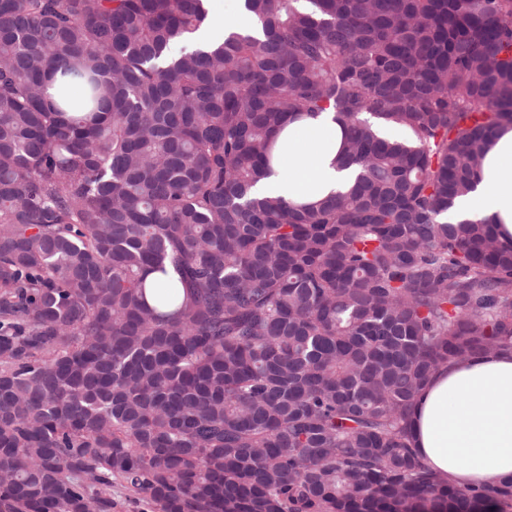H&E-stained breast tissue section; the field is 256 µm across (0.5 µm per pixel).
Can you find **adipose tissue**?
<instances>
[{
    "label": "adipose tissue",
    "instance_id": "1",
    "mask_svg": "<svg viewBox=\"0 0 512 512\" xmlns=\"http://www.w3.org/2000/svg\"><path fill=\"white\" fill-rule=\"evenodd\" d=\"M255 29L240 0H211L201 40L225 28ZM279 161L257 184L259 196L295 203L325 198L350 171L336 167L342 133L334 113L288 122L276 136ZM452 216L492 219L502 239L512 238V127L487 153L474 191L459 198ZM411 431L415 451L459 488L494 484L512 474V352L475 356L439 370L420 392Z\"/></svg>",
    "mask_w": 512,
    "mask_h": 512
}]
</instances>
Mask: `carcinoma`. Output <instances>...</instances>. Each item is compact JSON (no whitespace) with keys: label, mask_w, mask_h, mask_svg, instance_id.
Segmentation results:
<instances>
[{"label":"carcinoma","mask_w":512,"mask_h":512,"mask_svg":"<svg viewBox=\"0 0 512 512\" xmlns=\"http://www.w3.org/2000/svg\"><path fill=\"white\" fill-rule=\"evenodd\" d=\"M242 7L258 34L200 42L209 0H0V512L511 503L409 420L512 350V241L439 220L512 125V0ZM328 110L351 189L253 196Z\"/></svg>","instance_id":"obj_1"}]
</instances>
